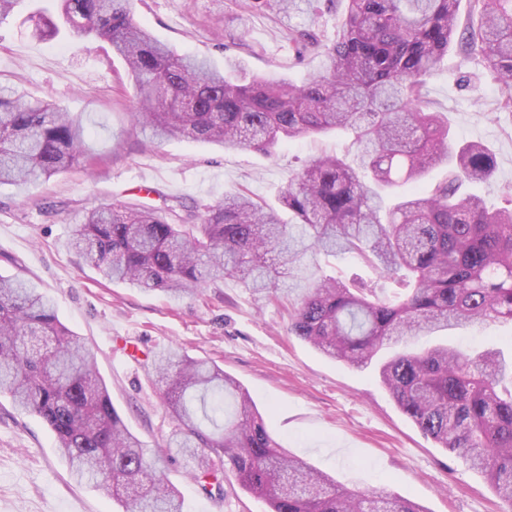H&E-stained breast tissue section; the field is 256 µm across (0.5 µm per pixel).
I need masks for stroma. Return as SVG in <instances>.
I'll list each match as a JSON object with an SVG mask.
<instances>
[{
  "instance_id": "1",
  "label": "stroma",
  "mask_w": 512,
  "mask_h": 512,
  "mask_svg": "<svg viewBox=\"0 0 512 512\" xmlns=\"http://www.w3.org/2000/svg\"><path fill=\"white\" fill-rule=\"evenodd\" d=\"M54 0H24L0 25V82L80 114L87 130L85 165L25 186H0V275L32 281L60 321L91 350L113 406L148 446L173 424L162 405L153 354L177 346L217 363L252 397L274 439L310 466L362 495L396 494L423 512H512L486 477L426 437L399 409L377 368L336 361L288 331L284 305L254 295L232 278L200 294L170 298L102 278L67 243L85 213L107 200L159 210L215 204L244 190L276 203L308 161L353 159L352 136L333 132L279 146L271 156L235 148L156 141L133 130V89L122 60L104 42L31 38L27 18ZM136 19L178 52L223 64L243 60L248 73L299 83L321 69L313 51L298 52L289 28L324 43L336 38L338 15L276 16L249 0H134ZM432 110L448 117L451 145L486 143L495 173L472 190L500 207L512 191V111L499 105V85L475 58L450 48L426 87ZM151 188H143V178ZM441 340L473 351L512 355V323L485 322L444 332ZM183 458L162 470L180 492L183 512H270L230 473L223 495L188 476ZM111 500L75 484L38 416L0 396V512H113Z\"/></svg>"
}]
</instances>
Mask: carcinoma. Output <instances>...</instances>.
<instances>
[{
	"label": "carcinoma",
	"instance_id": "cac0c4a2",
	"mask_svg": "<svg viewBox=\"0 0 512 512\" xmlns=\"http://www.w3.org/2000/svg\"><path fill=\"white\" fill-rule=\"evenodd\" d=\"M33 35L107 42L136 92L134 127L266 155L284 140L350 131L355 164L317 159L288 183L280 208L230 192L171 219L142 204L89 211L67 246L103 278L169 297L231 277L280 300L306 282L288 331L349 366L368 367L389 345L488 319L512 322V199L489 208L462 190L495 171L482 142L448 145V120L429 110L428 77L452 41L483 59L512 110V0H491L478 23L459 28V0H254L260 9L316 16L342 8L336 39L322 44L288 28V42L320 50L322 70L296 85L247 76L241 63L179 54L135 19L132 0H55ZM78 115L0 84V185L22 186L84 163ZM448 166L430 196L388 189ZM292 219L283 222L280 209ZM349 254L401 288L381 298L354 281L317 275L322 254ZM174 427L149 449L112 405L93 354L32 283L0 278V394L42 418L71 477L120 512H182L160 463L181 456L203 485L216 462L264 498L270 512H423L385 495L374 506L285 452L249 394L209 360L174 346L154 355ZM401 411L441 448L469 461L512 507V368L497 349L452 345L397 352L379 366Z\"/></svg>",
	"mask_w": 512,
	"mask_h": 512
}]
</instances>
